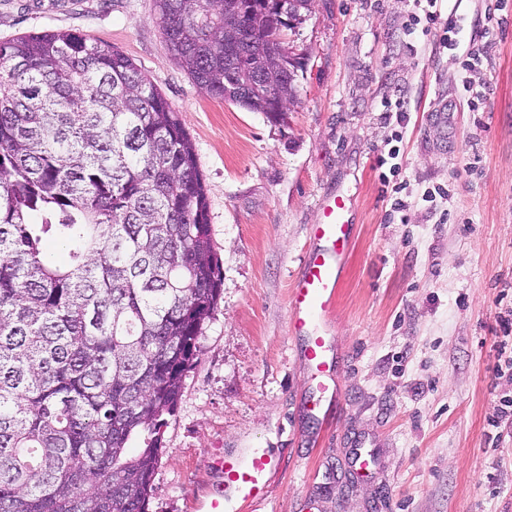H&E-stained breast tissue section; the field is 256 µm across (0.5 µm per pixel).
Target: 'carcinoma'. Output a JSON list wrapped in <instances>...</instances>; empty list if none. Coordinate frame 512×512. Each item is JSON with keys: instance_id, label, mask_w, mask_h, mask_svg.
<instances>
[{"instance_id": "cac0c4a2", "label": "carcinoma", "mask_w": 512, "mask_h": 512, "mask_svg": "<svg viewBox=\"0 0 512 512\" xmlns=\"http://www.w3.org/2000/svg\"><path fill=\"white\" fill-rule=\"evenodd\" d=\"M290 7L154 0L177 64L251 112L297 98ZM228 19L251 33L233 62ZM222 285L194 144L136 64L71 30L0 42V512H147Z\"/></svg>"}]
</instances>
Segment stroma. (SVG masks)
Listing matches in <instances>:
<instances>
[{
  "label": "stroma",
  "instance_id": "35a3bbf8",
  "mask_svg": "<svg viewBox=\"0 0 512 512\" xmlns=\"http://www.w3.org/2000/svg\"><path fill=\"white\" fill-rule=\"evenodd\" d=\"M413 0H315L285 31L305 57L283 121L212 97L171 56L153 0H0V42L74 30L130 57L196 151L224 282L164 431L148 512H201L217 463L283 458L244 512H512V380L493 372L512 310V20L489 62L409 33ZM484 89L471 110L461 77ZM404 99L405 121L386 111ZM351 198L333 316L340 404L309 419L288 289L323 196ZM406 203L395 210L396 200ZM373 451L368 476L351 472ZM495 484H488V476Z\"/></svg>",
  "mask_w": 512,
  "mask_h": 512
}]
</instances>
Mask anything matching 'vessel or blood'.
I'll return each instance as SVG.
<instances>
[{
    "instance_id": "1",
    "label": "vessel or blood",
    "mask_w": 512,
    "mask_h": 512,
    "mask_svg": "<svg viewBox=\"0 0 512 512\" xmlns=\"http://www.w3.org/2000/svg\"><path fill=\"white\" fill-rule=\"evenodd\" d=\"M321 217L310 228V244L288 292V328L298 344L299 356L315 383L305 410L317 416L323 404L337 401L339 385L336 361L329 336L318 325L334 313L337 293L353 240L350 204L341 196L325 197ZM224 478L212 488L207 512H230L234 502L250 503L265 493L277 463L265 448H252L243 455H228L220 462Z\"/></svg>"
}]
</instances>
